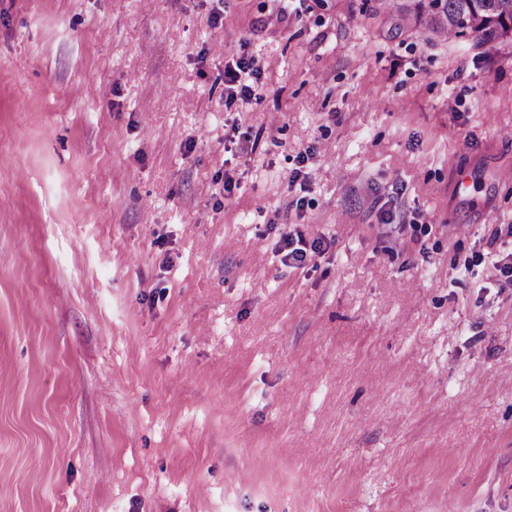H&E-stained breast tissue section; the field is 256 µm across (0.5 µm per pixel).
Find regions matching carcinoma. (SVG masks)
Wrapping results in <instances>:
<instances>
[{"label": "carcinoma", "instance_id": "1", "mask_svg": "<svg viewBox=\"0 0 512 512\" xmlns=\"http://www.w3.org/2000/svg\"><path fill=\"white\" fill-rule=\"evenodd\" d=\"M406 19L413 13L434 33L471 41L476 48L512 43V0H415L399 5L377 0L375 10Z\"/></svg>", "mask_w": 512, "mask_h": 512}]
</instances>
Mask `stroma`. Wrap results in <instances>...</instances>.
<instances>
[{
	"instance_id": "stroma-1",
	"label": "stroma",
	"mask_w": 512,
	"mask_h": 512,
	"mask_svg": "<svg viewBox=\"0 0 512 512\" xmlns=\"http://www.w3.org/2000/svg\"><path fill=\"white\" fill-rule=\"evenodd\" d=\"M498 262L511 44L0 0V512H512Z\"/></svg>"
}]
</instances>
